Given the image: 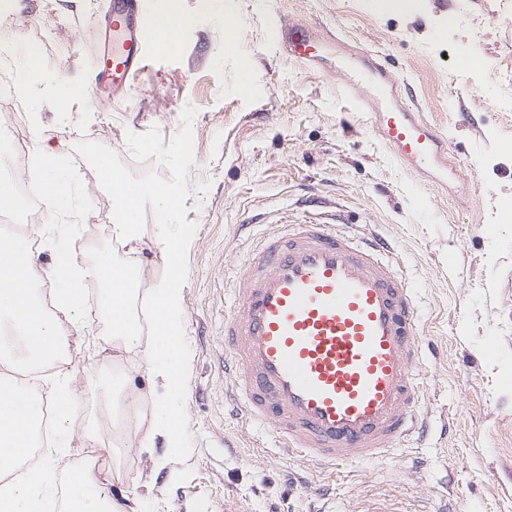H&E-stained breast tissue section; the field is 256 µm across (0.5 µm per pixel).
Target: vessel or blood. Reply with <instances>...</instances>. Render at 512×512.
Returning <instances> with one entry per match:
<instances>
[{
	"label": "vessel or blood",
	"mask_w": 512,
	"mask_h": 512,
	"mask_svg": "<svg viewBox=\"0 0 512 512\" xmlns=\"http://www.w3.org/2000/svg\"><path fill=\"white\" fill-rule=\"evenodd\" d=\"M112 45L95 81L113 93L145 67L141 49L167 52L137 17L136 0H113L106 17ZM288 58L321 63L324 38L302 21L282 32ZM354 64L342 85L371 128L407 168L434 166L448 185V140L404 102L390 70L346 48ZM224 371L235 413L268 425L284 455L324 468L375 461L417 429L425 353L412 288L384 238L340 224H285L253 243L225 299Z\"/></svg>",
	"instance_id": "1"
}]
</instances>
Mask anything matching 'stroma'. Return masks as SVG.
Wrapping results in <instances>:
<instances>
[{
  "label": "stroma",
  "mask_w": 512,
  "mask_h": 512,
  "mask_svg": "<svg viewBox=\"0 0 512 512\" xmlns=\"http://www.w3.org/2000/svg\"><path fill=\"white\" fill-rule=\"evenodd\" d=\"M0 17V32L34 40L51 69L77 76L103 46L112 0H24ZM190 26L120 97L89 90L59 123L50 106L28 116L22 102L0 110L11 140L39 128L73 156L92 203L78 253L91 260L112 248V190L99 158L146 186L178 189L168 217L189 225L180 282L188 354L183 394L184 451L163 441L146 449L115 446L90 433L91 409L106 383L96 372L110 328L90 316L81 345L67 357L82 408L58 473L95 461L104 493L123 502L140 493L138 512H355L364 495L390 496L403 512H512V0H412L398 13L387 0H177ZM237 19L236 41L253 59L241 87L237 51H227L224 16ZM301 20L378 55L410 87L420 112L448 139L460 181L437 187L407 169L372 132L341 89L334 61L307 69L288 60L281 33ZM485 57L484 71L463 60ZM323 200L353 232L391 240L414 288L426 359L424 407L429 431L382 459L329 470L273 445L268 426L229 415L224 396V290L249 244L280 225L313 219L308 197ZM135 310L149 321L148 289L165 271L145 233Z\"/></svg>",
  "instance_id": "obj_1"
}]
</instances>
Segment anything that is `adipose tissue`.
I'll use <instances>...</instances> for the list:
<instances>
[{
    "label": "adipose tissue",
    "instance_id": "1",
    "mask_svg": "<svg viewBox=\"0 0 512 512\" xmlns=\"http://www.w3.org/2000/svg\"><path fill=\"white\" fill-rule=\"evenodd\" d=\"M101 181L112 190L114 210L112 241L134 255L140 250L144 210H152L157 224L154 239L160 248L167 274L156 280L149 294L151 337L143 339L142 328L132 316L130 302L133 281L128 269L102 254L93 263L80 262L76 255L59 252L49 271L37 265L26 239L8 235L0 238V358L6 364L36 369L55 365L50 392L56 407L53 427L59 441L73 432L77 412L71 390L72 372L64 358L72 344L64 326L79 329L77 315L85 304L84 284L98 283L97 305L112 328L114 349L102 352L101 370H109L118 350L137 351L144 370L162 395L151 406V422L139 441L140 447H154L163 439L170 454L183 451L185 419L181 398L186 383L183 346V295L181 256L190 235L170 232L167 216L179 203L180 192L170 186L147 187L132 182L126 173L106 160H99ZM57 284L49 301H42L36 287L42 277ZM42 406L27 384L0 375V512H126L111 503L93 478L91 463H83L67 479L65 508H58L52 495V457L30 465L33 434L42 421Z\"/></svg>",
    "mask_w": 512,
    "mask_h": 512
}]
</instances>
